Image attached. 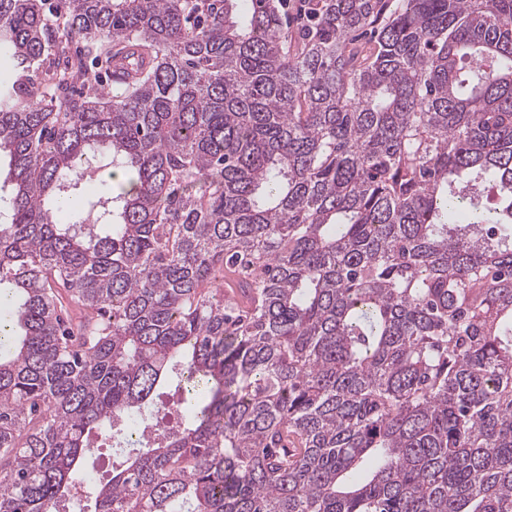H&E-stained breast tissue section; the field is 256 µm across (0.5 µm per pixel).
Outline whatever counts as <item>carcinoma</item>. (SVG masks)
<instances>
[{"mask_svg": "<svg viewBox=\"0 0 512 512\" xmlns=\"http://www.w3.org/2000/svg\"><path fill=\"white\" fill-rule=\"evenodd\" d=\"M284 2L0 0V512H512V0Z\"/></svg>", "mask_w": 512, "mask_h": 512, "instance_id": "obj_1", "label": "carcinoma"}]
</instances>
